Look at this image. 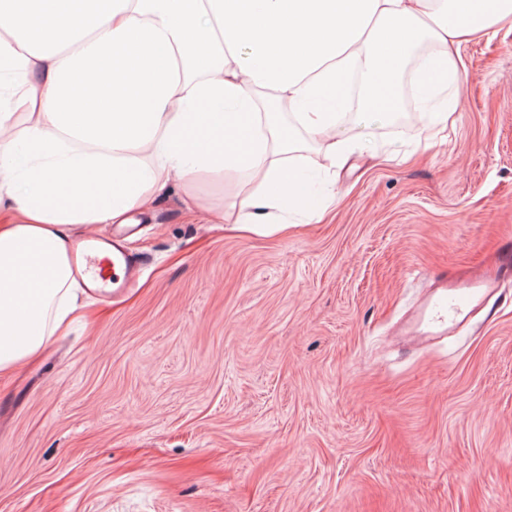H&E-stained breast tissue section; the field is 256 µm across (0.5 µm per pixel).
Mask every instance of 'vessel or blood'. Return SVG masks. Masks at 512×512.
Wrapping results in <instances>:
<instances>
[{"instance_id": "vessel-or-blood-1", "label": "vessel or blood", "mask_w": 512, "mask_h": 512, "mask_svg": "<svg viewBox=\"0 0 512 512\" xmlns=\"http://www.w3.org/2000/svg\"><path fill=\"white\" fill-rule=\"evenodd\" d=\"M133 230V225L120 224L110 234L89 233L75 241L71 250L72 267L84 277L89 293L105 299L116 297L136 279L139 269L124 242ZM510 278L512 240L508 239L498 248L495 271L479 268L461 282L440 278L439 293L420 311L422 329L416 332V340L428 344L466 324L473 313L486 308L501 281Z\"/></svg>"}]
</instances>
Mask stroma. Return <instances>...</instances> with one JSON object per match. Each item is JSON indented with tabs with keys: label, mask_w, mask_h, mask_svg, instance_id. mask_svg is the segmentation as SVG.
I'll list each match as a JSON object with an SVG mask.
<instances>
[{
	"label": "stroma",
	"mask_w": 512,
	"mask_h": 512,
	"mask_svg": "<svg viewBox=\"0 0 512 512\" xmlns=\"http://www.w3.org/2000/svg\"><path fill=\"white\" fill-rule=\"evenodd\" d=\"M454 123L404 104L294 161L336 175L323 220L211 223L260 179L203 172L153 199L137 285L80 298L67 335L0 374V512H512V282L410 344L440 273L512 237V26L460 46Z\"/></svg>",
	"instance_id": "obj_1"
}]
</instances>
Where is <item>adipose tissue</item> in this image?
<instances>
[{
	"instance_id": "obj_1",
	"label": "adipose tissue",
	"mask_w": 512,
	"mask_h": 512,
	"mask_svg": "<svg viewBox=\"0 0 512 512\" xmlns=\"http://www.w3.org/2000/svg\"><path fill=\"white\" fill-rule=\"evenodd\" d=\"M509 20L512 0H0V132H18L0 141V371L71 323L78 225L132 223L172 180L238 167L261 177L236 216L251 233L335 201L256 86L343 149L346 75L361 76V125L415 46L433 47L418 88L434 98L463 64L451 45Z\"/></svg>"
}]
</instances>
